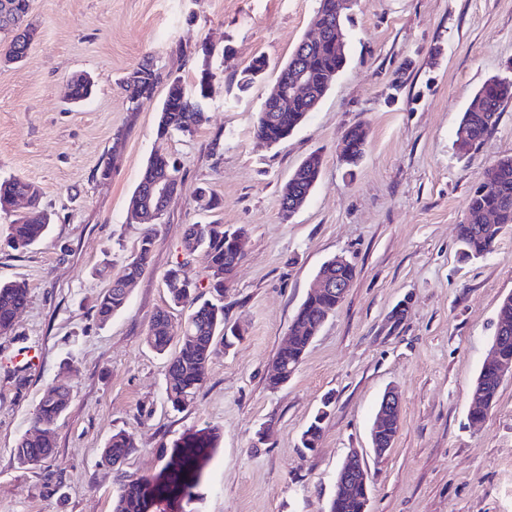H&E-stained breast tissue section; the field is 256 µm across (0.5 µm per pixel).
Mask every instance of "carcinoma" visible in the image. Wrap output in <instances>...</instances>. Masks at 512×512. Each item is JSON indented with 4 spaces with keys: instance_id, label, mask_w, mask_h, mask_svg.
Instances as JSON below:
<instances>
[{
    "instance_id": "carcinoma-1",
    "label": "carcinoma",
    "mask_w": 512,
    "mask_h": 512,
    "mask_svg": "<svg viewBox=\"0 0 512 512\" xmlns=\"http://www.w3.org/2000/svg\"><path fill=\"white\" fill-rule=\"evenodd\" d=\"M29 11V0H0V34L11 37L8 55L14 58L28 56L29 46L35 30L25 24ZM315 17L322 18L327 27L341 29L346 16L333 14L326 8V0H319ZM310 59L314 72L322 77L325 73H341L347 63L345 50L330 47L327 43L315 44L303 38L296 45L285 66L293 68L303 59ZM266 61L262 57L253 59L241 72L238 82L242 90L249 89L265 72ZM213 74L203 68L197 75L195 90L186 91L182 80L174 78L167 82V91L159 111L158 132L162 136L172 133H190L203 121L201 102L210 96ZM159 83V75L148 63H142L125 82V91L131 102L139 105L152 98ZM319 89L314 95L301 101L291 112L273 114L259 112L255 134L267 144L273 145L288 138L326 96L331 85L317 82ZM478 107L463 113L456 130V145L463 153L477 146L495 127L503 103L512 100V80L494 77L480 88ZM344 155L347 163H355L363 154L366 132L360 125L348 128L343 137ZM322 160L317 154L306 157L291 173L280 190V211L300 207L310 196L321 172ZM145 170H155L173 177L172 193H177L180 170L169 157L157 152L148 159ZM19 193L27 196L31 214L20 216L8 226V238L13 248L24 249L41 242L47 235L50 218L39 210L42 191L33 182L13 178L0 182V206ZM495 214L491 224L483 223L484 214ZM466 222L458 225V240L462 253L470 258L483 257L490 253L507 227L512 226V155L504 156L496 163L485 167L479 186L470 196ZM157 222L146 224L136 254L124 266L121 274L112 279V286L102 294L95 304V313L100 322L106 323L124 309L129 289L126 281L139 278L149 266L152 258ZM245 236L242 228H226L222 224H190L187 226L182 249L187 254L204 252L209 271V287L215 292V300H201L202 292L195 282L174 268L166 277L169 306L189 310L181 329L171 323L169 311H159L146 337L147 345L160 355L169 356L165 396L176 410L190 406L201 388L211 359L222 349L233 344L239 337L236 328L224 321V287L232 280L244 253L237 247L238 238ZM28 301V288L18 281L0 283V335L14 327V317ZM336 311V299L330 296L308 295L297 310L288 347L278 350L273 372L268 375V386L278 388L280 381L293 375L313 339L328 316ZM177 341L175 350H170L172 341ZM476 382L483 386L487 404L493 405L499 385L490 373L479 372ZM70 401V390L57 386L43 397L36 415L33 433L19 440L14 448L18 463L23 467L37 466L49 458L55 448L54 426L63 416ZM319 411L301 436L303 448L311 451L317 447L321 424L327 415L326 407ZM219 430L205 426L183 433L171 443L161 445L160 457L165 460L161 469L149 477H137L123 472L124 461L137 448L131 432L120 429L112 433L101 452V462L120 472L121 480L112 499V512H152L162 500L181 499L191 503L194 489L200 483L202 467L200 460L206 451L217 446ZM365 497L364 488L358 487L349 494H335L328 512H360Z\"/></svg>"
}]
</instances>
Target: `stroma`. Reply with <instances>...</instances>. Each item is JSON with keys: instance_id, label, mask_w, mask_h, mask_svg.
<instances>
[{"instance_id": "stroma-1", "label": "stroma", "mask_w": 512, "mask_h": 512, "mask_svg": "<svg viewBox=\"0 0 512 512\" xmlns=\"http://www.w3.org/2000/svg\"><path fill=\"white\" fill-rule=\"evenodd\" d=\"M318 6L30 0L28 60L5 62L0 39V181L36 183L51 217L40 244L14 250L11 217L0 212V280L29 290L13 331L0 336V512H112L115 473L100 454L114 430L135 435L125 471L150 476L162 443L205 426L222 437L193 512H325L354 448L369 472L370 512H512V379L484 421L468 417L498 307L512 294V227L478 259L462 258L457 240L483 167L512 155V101L468 155L455 142L484 81L512 78V0H350L345 70L291 136L266 145L257 116ZM258 56L265 75L240 91L241 71ZM146 60L162 82L136 108L123 83ZM205 66L214 79L203 122L159 137L165 77L190 90ZM80 73L93 92L73 104L68 80ZM358 124L366 148L350 167L342 136ZM158 151L182 182L149 268L103 324L94 304L138 247L143 227L128 223V200ZM312 153L321 176L283 219L280 189ZM210 222L246 231L223 299L242 338L212 359L195 402L177 412L165 400L167 359L146 337L167 305L170 268L205 281L204 253L186 255L181 243L187 225ZM337 255L355 268L348 294L288 384L270 389L276 351ZM60 384L71 400L54 454L20 467L13 448ZM389 389L400 396L401 426L378 458L369 433ZM326 399L318 446L302 452L301 434Z\"/></svg>"}]
</instances>
